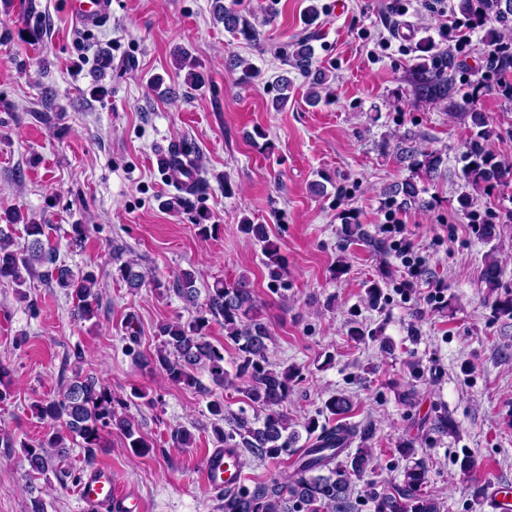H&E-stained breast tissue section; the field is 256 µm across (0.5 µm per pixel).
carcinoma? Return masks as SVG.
Returning <instances> with one entry per match:
<instances>
[{"label": "carcinoma", "instance_id": "obj_1", "mask_svg": "<svg viewBox=\"0 0 512 512\" xmlns=\"http://www.w3.org/2000/svg\"><path fill=\"white\" fill-rule=\"evenodd\" d=\"M214 13L224 23L225 31L233 36L240 35L247 41L258 38V31L222 0H214ZM412 84L419 98L434 103L447 100L453 91L448 64L444 62L416 72ZM291 85L284 75L275 78L276 95L271 101L274 109L279 110L288 102ZM180 143L182 149L169 152L170 158L162 174L178 191L168 205L173 209L191 210L194 198L203 190L196 175L202 156L193 143L183 139ZM400 159L407 163L411 177L388 187L386 193L392 199L402 197L404 204L417 203L420 201L417 180L432 178L441 159L433 153L421 155L405 147L400 151ZM463 175L476 187L507 184L512 181V164L497 160L475 141L464 155ZM21 219L22 216L14 212L6 217V225H0V280L22 286L26 282L25 274L39 265L46 268L47 277L55 279L60 288L73 296L76 320L88 321L95 317L100 304L97 274L57 264L56 250L43 240L47 225L23 223ZM20 222L27 236V246L21 252L14 249L13 232V226ZM242 230L262 244L270 276L273 281H280L284 267L279 246L270 240L264 225L247 222ZM343 236L349 241L366 240L375 251L384 248L383 242L367 239L359 224H345ZM112 276L133 290L146 283V274L139 270L138 264L122 260L119 253L112 257ZM500 277L498 262L491 256L485 257L482 282L489 293L499 288ZM171 291L194 309V315L183 323L160 324L161 346L149 357L136 354V359L144 366L160 368L170 383L193 387L206 394L210 390L203 387L198 378L201 371L219 388H236L238 380H244L246 386L238 388L253 408L263 412V418L252 420L240 416L226 432L222 427L224 401L213 399L207 408L212 416L215 439L226 448L239 449L242 456L248 454L272 463L279 461L299 440V433L290 429L283 405L301 380V370L293 365L282 369L269 361V329L251 281L245 276L233 281L216 279L202 298L196 287L195 273L182 271L174 278ZM219 320L224 324L225 339L231 341L236 350L233 375L224 368V347H217L208 340L212 322ZM113 403L112 390L106 384L74 367L72 378L62 392L36 405L40 419L52 424L58 422L61 428L47 431L36 445L21 443L30 471L44 474L54 470L64 481L72 477L59 467L69 456L66 440L80 439L86 462L91 464L97 451L103 448V435L112 431L123 435L134 453L146 452L151 443L131 419L115 413ZM325 408L336 423L321 424L315 418L305 423L304 430L314 436V440L294 458L292 472L273 474L252 488L240 485L222 491L223 512H346L353 484L365 476L374 458V450L368 445L373 430L345 421L352 401L341 393L331 396ZM425 484L426 469L423 463L416 461L403 472L396 492L374 499V512H439L438 502L424 491Z\"/></svg>", "mask_w": 512, "mask_h": 512}]
</instances>
